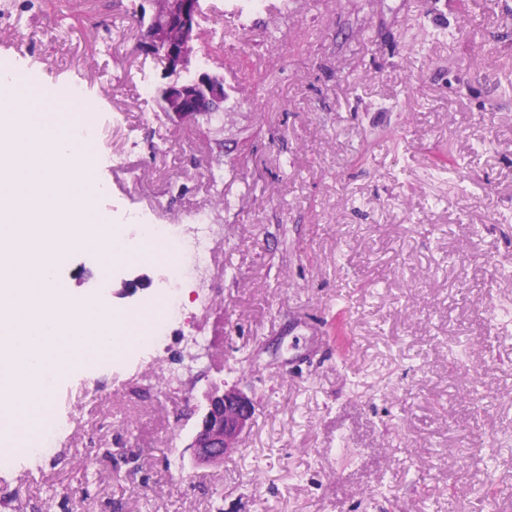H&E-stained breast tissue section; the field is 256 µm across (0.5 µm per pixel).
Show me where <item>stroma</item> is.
Masks as SVG:
<instances>
[{"instance_id": "obj_1", "label": "stroma", "mask_w": 512, "mask_h": 512, "mask_svg": "<svg viewBox=\"0 0 512 512\" xmlns=\"http://www.w3.org/2000/svg\"><path fill=\"white\" fill-rule=\"evenodd\" d=\"M268 3L202 0L191 70L224 104L176 123L135 80H173L140 47L146 0H12L0 69L83 81L102 212L133 235L131 214L204 207L215 176L229 206L215 304L121 368L64 374L54 454L0 469V512H512V324L487 313L512 310V0ZM93 263L64 256L62 283L117 308L165 277L137 265L122 299ZM186 332L206 358L158 385L155 359L192 363ZM224 384L253 424L195 464Z\"/></svg>"}]
</instances>
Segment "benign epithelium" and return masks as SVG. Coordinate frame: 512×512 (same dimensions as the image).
Listing matches in <instances>:
<instances>
[{
  "label": "benign epithelium",
  "mask_w": 512,
  "mask_h": 512,
  "mask_svg": "<svg viewBox=\"0 0 512 512\" xmlns=\"http://www.w3.org/2000/svg\"><path fill=\"white\" fill-rule=\"evenodd\" d=\"M153 5L151 23L144 33L143 49L158 54L165 68L172 74L187 69L194 45L199 40L197 14L188 0H150ZM181 30L180 40L168 42L172 26ZM165 113L174 118L186 111L207 106L218 108L224 103V82L207 72L186 82L174 81L160 90ZM254 403L242 390H216L208 396L207 409L189 448L192 457L200 463L216 462L239 448L242 436L250 429L254 417Z\"/></svg>",
  "instance_id": "7a95c632"
}]
</instances>
